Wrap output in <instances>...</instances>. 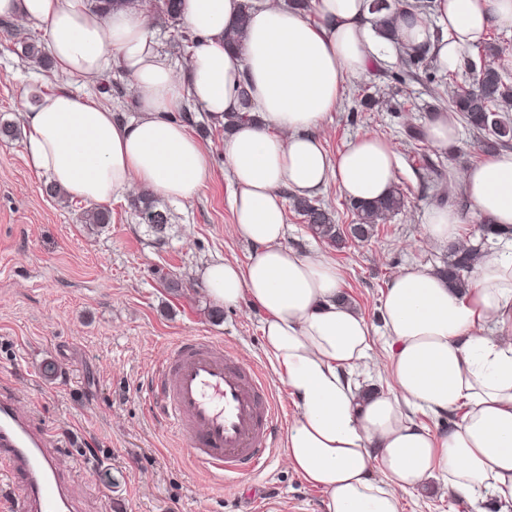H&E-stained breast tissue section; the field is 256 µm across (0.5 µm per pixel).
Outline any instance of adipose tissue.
<instances>
[{"label":"adipose tissue","mask_w":512,"mask_h":512,"mask_svg":"<svg viewBox=\"0 0 512 512\" xmlns=\"http://www.w3.org/2000/svg\"><path fill=\"white\" fill-rule=\"evenodd\" d=\"M253 2L246 36L230 48L224 30L243 0H183L182 20L199 43L177 69L141 5L105 15L89 0H0V18L45 24L63 83L24 115L30 166L90 203L142 188L184 205L211 160L178 112L191 101L220 122L249 108L252 121L224 140V162L234 186L231 231L255 253L244 265H209L203 280L215 301L245 300L264 314L265 350L298 406L287 462L324 493L326 512H399L404 495L437 475L460 498L487 491L512 506V241L463 291L425 266L391 278L380 314L393 389L364 394L350 377L368 356L372 328L342 300L336 265L285 245L283 196L310 197L330 183L353 202L391 194L398 162L386 142L361 136L332 157L317 132L346 80L369 72L390 43L457 70L490 28L512 26V0H434L432 25L406 7L387 39L373 25L372 0H313V20L283 0ZM114 65L133 80L134 120L69 88ZM456 178L470 211L433 207L430 242H460L471 215L512 226V152ZM415 410L461 416L437 433L412 418Z\"/></svg>","instance_id":"adipose-tissue-1"}]
</instances>
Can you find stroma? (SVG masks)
<instances>
[{"label": "stroma", "mask_w": 512, "mask_h": 512, "mask_svg": "<svg viewBox=\"0 0 512 512\" xmlns=\"http://www.w3.org/2000/svg\"><path fill=\"white\" fill-rule=\"evenodd\" d=\"M44 34L40 23L0 27V121L21 124L25 105L57 83L52 68L21 55L18 34ZM404 50L395 46L364 76L346 81L339 108L325 118L329 155L363 135L387 141L398 158V187L405 208L378 225L366 242L337 248L314 238L302 216L286 211L284 243L336 264L342 292L373 328V347L358 385L388 387L387 338L380 321L383 292L398 270L439 268L448 248L425 239L424 216L446 202L467 203L455 175L480 162L476 133L460 128L458 143L444 150L410 138L433 108L472 82L466 68H419L400 80ZM110 107L116 117H138L130 79L119 67L94 83H73ZM190 131L211 158V171L197 197L170 205L163 232L140 223L129 197L113 200L112 220L89 230L77 217L84 201L63 203L48 196L47 176L27 163L23 140L0 137V384H7L34 413L37 426L59 439V461L82 496L79 512H262V500L285 502L304 512H326L325 496L287 464L283 446L271 449L266 468L227 481L194 465L183 440L153 418L145 403L147 384L178 338L209 336L255 365L268 379L278 405L279 434L297 411L262 339L263 316L248 302L210 316L217 304L201 281L203 269L223 258L247 263L253 246L231 237L232 191L224 165V128L195 108ZM182 287L168 289L169 280ZM57 375L42 381L45 359ZM491 495L471 503L430 479L405 496L401 512H493Z\"/></svg>", "instance_id": "obj_1"}]
</instances>
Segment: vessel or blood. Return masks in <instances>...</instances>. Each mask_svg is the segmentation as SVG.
<instances>
[{"instance_id": "obj_1", "label": "vessel or blood", "mask_w": 512, "mask_h": 512, "mask_svg": "<svg viewBox=\"0 0 512 512\" xmlns=\"http://www.w3.org/2000/svg\"><path fill=\"white\" fill-rule=\"evenodd\" d=\"M148 408L185 442L187 456L221 477L253 471L276 443L265 377L208 336L176 341L149 384ZM57 439L36 426L13 391L0 389V503L14 512H77L79 492L63 473Z\"/></svg>"}]
</instances>
